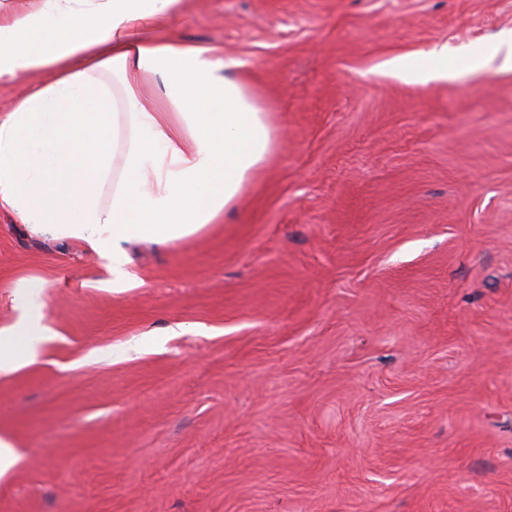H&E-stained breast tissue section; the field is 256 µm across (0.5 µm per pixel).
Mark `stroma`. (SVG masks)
I'll use <instances>...</instances> for the list:
<instances>
[{"label": "stroma", "instance_id": "1", "mask_svg": "<svg viewBox=\"0 0 512 512\" xmlns=\"http://www.w3.org/2000/svg\"><path fill=\"white\" fill-rule=\"evenodd\" d=\"M512 0H186L276 135L235 210L125 247L132 287L0 213V512H512ZM447 48L448 77L383 62ZM15 288L17 318L12 324L0 327V375L34 363L44 342L54 335L44 314L43 281L22 279Z\"/></svg>", "mask_w": 512, "mask_h": 512}]
</instances>
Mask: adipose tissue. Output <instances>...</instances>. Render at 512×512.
Listing matches in <instances>:
<instances>
[{"mask_svg":"<svg viewBox=\"0 0 512 512\" xmlns=\"http://www.w3.org/2000/svg\"><path fill=\"white\" fill-rule=\"evenodd\" d=\"M183 4L41 0L36 11L0 16V84L39 69L54 75L0 113V212L80 242L115 290L133 281L125 243L173 245L218 222L275 147L265 113L232 75L237 60L150 34ZM388 67L408 83L444 79L448 52ZM151 77L163 93L147 107ZM43 291L37 279L17 283L18 315L0 327V375L34 363L53 336Z\"/></svg>","mask_w":512,"mask_h":512,"instance_id":"ef3b65f1","label":"adipose tissue"}]
</instances>
